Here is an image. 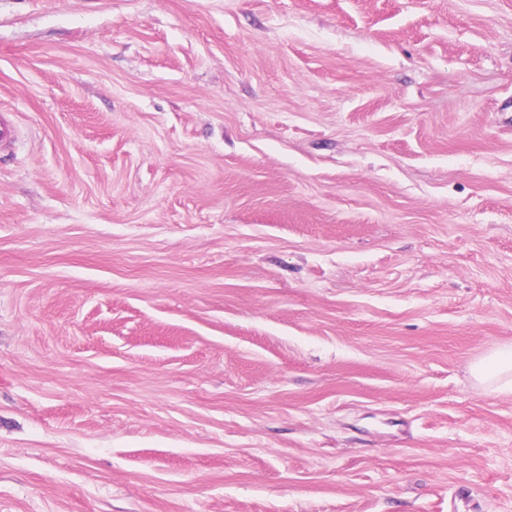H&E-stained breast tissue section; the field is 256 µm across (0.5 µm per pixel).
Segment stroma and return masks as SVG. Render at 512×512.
Returning a JSON list of instances; mask_svg holds the SVG:
<instances>
[{
    "instance_id": "obj_1",
    "label": "stroma",
    "mask_w": 512,
    "mask_h": 512,
    "mask_svg": "<svg viewBox=\"0 0 512 512\" xmlns=\"http://www.w3.org/2000/svg\"><path fill=\"white\" fill-rule=\"evenodd\" d=\"M0 512H512V0H0ZM472 377L480 388L494 392H512V345H504L475 360Z\"/></svg>"
}]
</instances>
